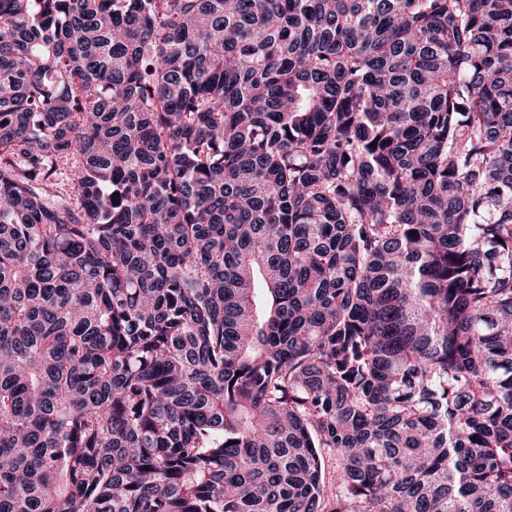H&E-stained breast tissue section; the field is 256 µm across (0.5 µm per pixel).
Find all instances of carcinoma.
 <instances>
[{
	"label": "carcinoma",
	"mask_w": 512,
	"mask_h": 512,
	"mask_svg": "<svg viewBox=\"0 0 512 512\" xmlns=\"http://www.w3.org/2000/svg\"><path fill=\"white\" fill-rule=\"evenodd\" d=\"M0 512H512V0H0Z\"/></svg>",
	"instance_id": "1"
}]
</instances>
